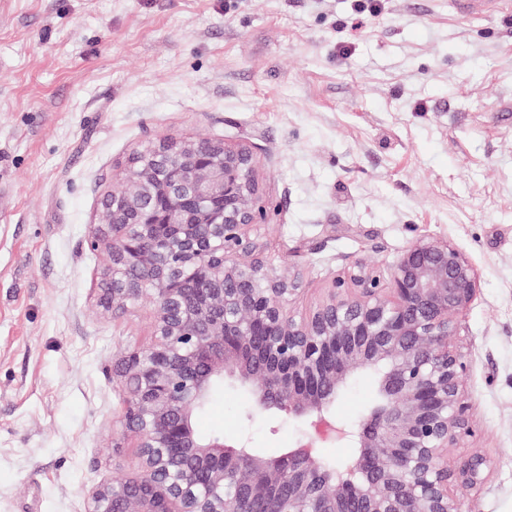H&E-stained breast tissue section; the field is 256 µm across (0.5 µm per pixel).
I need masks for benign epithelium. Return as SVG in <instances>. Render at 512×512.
<instances>
[{
    "label": "benign epithelium",
    "mask_w": 512,
    "mask_h": 512,
    "mask_svg": "<svg viewBox=\"0 0 512 512\" xmlns=\"http://www.w3.org/2000/svg\"><path fill=\"white\" fill-rule=\"evenodd\" d=\"M258 161L226 139H172L136 153L101 202L91 245L105 251L99 304L120 314L154 301L153 340L113 364L123 426L138 448L137 476L94 484L88 512H467L454 495L480 484L486 460L448 449L472 432L462 384L458 319L480 288L454 243L421 238L388 274L359 260L314 311L292 309L299 281L279 278L256 252ZM371 371L373 404L355 425L333 406ZM247 390L256 412H285L307 438L279 456L242 439L202 436L196 416L224 381ZM359 449L314 495L295 466L316 474L318 445Z\"/></svg>",
    "instance_id": "1"
}]
</instances>
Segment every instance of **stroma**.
I'll use <instances>...</instances> for the list:
<instances>
[{"instance_id":"35a3bbf8","label":"stroma","mask_w":512,"mask_h":512,"mask_svg":"<svg viewBox=\"0 0 512 512\" xmlns=\"http://www.w3.org/2000/svg\"><path fill=\"white\" fill-rule=\"evenodd\" d=\"M250 146L276 274L293 309L322 303L347 263L385 269L442 238L476 267L459 322L472 436L486 478L466 512H512V12L450 0H0V512H87V491L134 476L112 364L152 340V302L98 300L88 236L134 153L170 139ZM355 378L333 411L357 422ZM202 433L284 451L304 428L225 386Z\"/></svg>"}]
</instances>
